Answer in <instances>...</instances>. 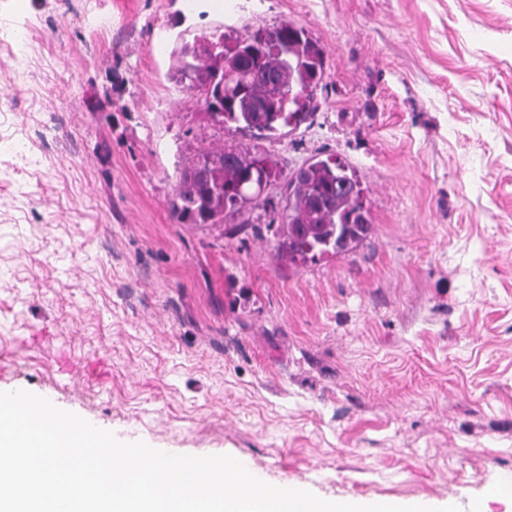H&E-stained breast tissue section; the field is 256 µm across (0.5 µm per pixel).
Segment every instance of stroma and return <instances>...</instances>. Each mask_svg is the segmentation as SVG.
Listing matches in <instances>:
<instances>
[{"instance_id":"35a3bbf8","label":"stroma","mask_w":512,"mask_h":512,"mask_svg":"<svg viewBox=\"0 0 512 512\" xmlns=\"http://www.w3.org/2000/svg\"><path fill=\"white\" fill-rule=\"evenodd\" d=\"M284 21L325 55L313 119L214 132L175 50ZM230 142L285 176L348 162L371 237L295 268L272 210L237 234L174 223L181 169ZM19 389L331 502L464 510L512 476V0H0V391Z\"/></svg>"}]
</instances>
